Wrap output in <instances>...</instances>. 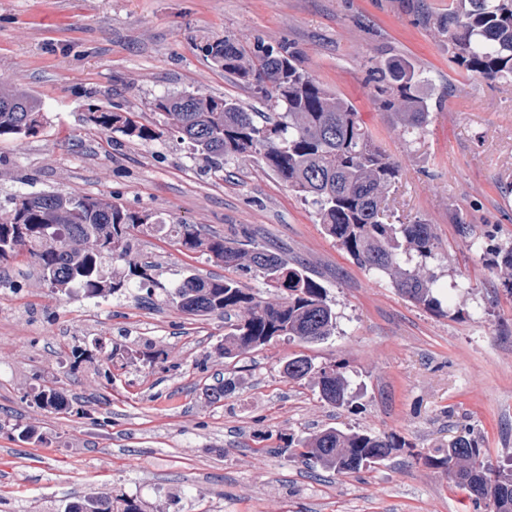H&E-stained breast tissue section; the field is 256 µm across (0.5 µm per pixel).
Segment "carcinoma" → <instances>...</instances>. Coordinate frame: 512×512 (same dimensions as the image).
<instances>
[{"instance_id":"1","label":"carcinoma","mask_w":512,"mask_h":512,"mask_svg":"<svg viewBox=\"0 0 512 512\" xmlns=\"http://www.w3.org/2000/svg\"><path fill=\"white\" fill-rule=\"evenodd\" d=\"M454 49V60L464 69L491 80L512 78V0H460V7L438 26ZM204 50L225 72L253 87L272 112H249L228 97L177 93L162 96L155 110L182 141L219 171L229 160L260 157L291 190L316 206L326 234L365 270L387 276L409 300L440 310L434 295L436 278L425 272L437 255V236L431 224H391L385 221L388 194L399 176L358 112L344 98L329 94L298 64L288 46L262 42L246 50L232 38L204 45ZM381 105L397 113L403 132L415 136L427 126L430 106L421 95L420 74L407 59L379 63L373 68ZM44 113L40 101L27 91L0 81V137L25 138L37 134ZM85 122L130 138L156 136L132 112L87 108ZM175 233L188 251L202 249L226 268L254 271L263 283L282 295L271 303L245 283L229 278L188 276L169 296L194 315L226 317L239 308L246 316L228 326L226 359L279 338L306 343L326 339L336 328V311L325 288L299 263L257 247L249 251L239 240L202 238L190 224H168L156 215L136 212L88 196L56 192L12 199V208L0 216V262L26 249L42 279L52 288L85 297L114 294L126 288H151L156 282L145 265L132 272L136 281L112 276L109 267L129 257L133 232L140 229ZM83 234L98 241V248L78 246ZM493 265L504 271L512 288V248L491 251ZM288 379L315 381L321 400L341 408L351 402L350 379L336 365L318 366L296 355L288 359ZM40 405L64 409L58 394L42 390ZM396 447L391 436L329 427L317 434L288 439L279 452L313 461L338 474H350L384 461ZM441 456L428 463L449 469L454 487L472 491L474 502L489 501L493 512H512V459L497 466L481 460L478 440L457 437ZM65 512H114L112 496L88 494L67 504Z\"/></svg>"}]
</instances>
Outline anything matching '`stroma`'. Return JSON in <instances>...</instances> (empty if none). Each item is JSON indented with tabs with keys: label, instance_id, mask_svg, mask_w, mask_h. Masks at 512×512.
I'll return each mask as SVG.
<instances>
[{
	"label": "stroma",
	"instance_id": "stroma-1",
	"mask_svg": "<svg viewBox=\"0 0 512 512\" xmlns=\"http://www.w3.org/2000/svg\"><path fill=\"white\" fill-rule=\"evenodd\" d=\"M456 0H0V80L42 103L38 133L0 137V211L53 191L103 198L194 225L201 235L251 237L304 264L336 311L313 343L274 340L224 360L222 316H193L166 297L191 274L245 282L163 233H138L129 261L150 262L153 296L87 298L54 292L28 254L0 263V512H62L74 497L125 496L143 512H489L426 464L473 432L482 457H512V291L471 239L512 246V81L459 68L437 21ZM287 44L301 67L351 101L400 167L388 197L393 223L433 225L427 269L434 311L360 267L322 229L315 208L263 162L209 170L153 102L190 92L265 106L203 51ZM407 58L423 73L430 117L403 134L381 106L371 69ZM136 113L151 141L86 124L89 105ZM468 234H461L460 224ZM343 364L358 397L322 402L313 382L283 373L293 355ZM233 388L212 401L208 388ZM52 388L56 411L33 394ZM335 427L393 435L375 468L337 475L288 457L289 437Z\"/></svg>",
	"mask_w": 512,
	"mask_h": 512
}]
</instances>
